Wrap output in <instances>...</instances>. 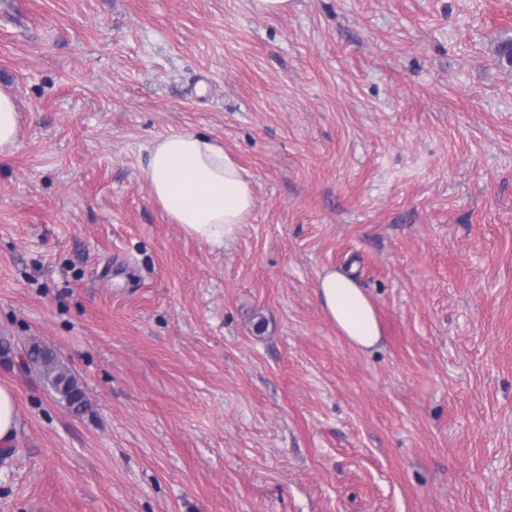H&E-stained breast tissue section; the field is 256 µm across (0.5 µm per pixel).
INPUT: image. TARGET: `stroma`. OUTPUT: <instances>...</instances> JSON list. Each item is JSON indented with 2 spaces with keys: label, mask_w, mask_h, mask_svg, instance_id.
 <instances>
[{
  "label": "stroma",
  "mask_w": 512,
  "mask_h": 512,
  "mask_svg": "<svg viewBox=\"0 0 512 512\" xmlns=\"http://www.w3.org/2000/svg\"><path fill=\"white\" fill-rule=\"evenodd\" d=\"M510 36L512 0H0V512H512ZM184 130L252 184L221 247L142 176ZM19 134V113L13 95L0 89V154L12 150ZM317 288L326 314L350 343L369 349L380 342L375 308L352 277L327 269L318 275ZM27 367L33 366L40 370L41 375L51 385L54 391L76 412L86 408L85 394L67 370L58 365L54 353L39 344H33L27 349ZM18 430V408L14 390L0 385V446L8 448Z\"/></svg>",
  "instance_id": "1"
}]
</instances>
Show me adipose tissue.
Returning <instances> with one entry per match:
<instances>
[{
	"label": "adipose tissue",
	"instance_id": "obj_1",
	"mask_svg": "<svg viewBox=\"0 0 512 512\" xmlns=\"http://www.w3.org/2000/svg\"><path fill=\"white\" fill-rule=\"evenodd\" d=\"M142 174L171 222L206 243L233 238L252 213L249 178L208 136L185 131L152 140ZM317 288L326 314L350 343L369 349L380 342L376 311L352 277L327 269Z\"/></svg>",
	"mask_w": 512,
	"mask_h": 512
}]
</instances>
